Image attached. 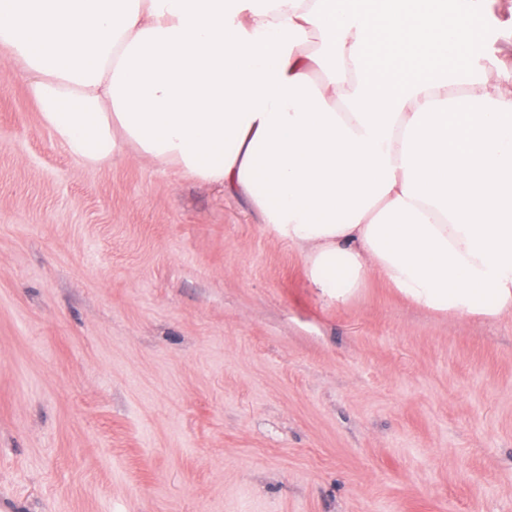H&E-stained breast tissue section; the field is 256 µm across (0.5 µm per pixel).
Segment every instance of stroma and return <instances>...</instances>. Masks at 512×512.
I'll return each instance as SVG.
<instances>
[{"instance_id": "stroma-1", "label": "stroma", "mask_w": 512, "mask_h": 512, "mask_svg": "<svg viewBox=\"0 0 512 512\" xmlns=\"http://www.w3.org/2000/svg\"><path fill=\"white\" fill-rule=\"evenodd\" d=\"M475 62L512 75V0ZM0 52V512H512V317L335 303L241 197L70 156Z\"/></svg>"}]
</instances>
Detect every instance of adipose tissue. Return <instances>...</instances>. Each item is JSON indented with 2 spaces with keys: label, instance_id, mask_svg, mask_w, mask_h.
<instances>
[{
  "label": "adipose tissue",
  "instance_id": "adipose-tissue-1",
  "mask_svg": "<svg viewBox=\"0 0 512 512\" xmlns=\"http://www.w3.org/2000/svg\"><path fill=\"white\" fill-rule=\"evenodd\" d=\"M478 0H0V50L71 156L118 140L246 197L329 302L369 274L512 315V90L462 62ZM324 49L309 50L312 35ZM464 110H457L458 97Z\"/></svg>",
  "mask_w": 512,
  "mask_h": 512
}]
</instances>
